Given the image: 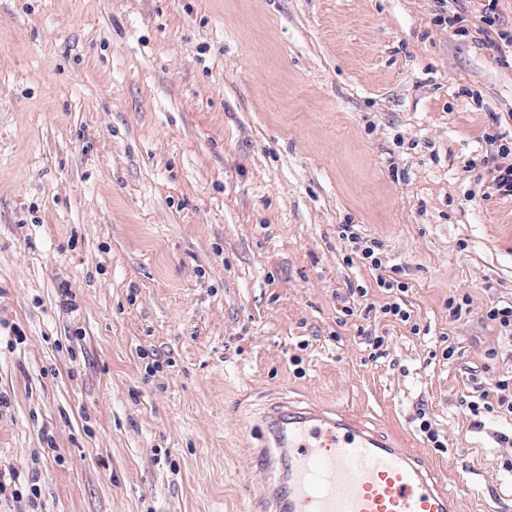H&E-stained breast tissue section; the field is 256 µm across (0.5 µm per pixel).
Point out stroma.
<instances>
[{"label": "stroma", "instance_id": "35a3bbf8", "mask_svg": "<svg viewBox=\"0 0 512 512\" xmlns=\"http://www.w3.org/2000/svg\"><path fill=\"white\" fill-rule=\"evenodd\" d=\"M486 3L0 0V467L38 491L0 512H251L275 402L468 476L467 512L512 494V414L466 405L512 378V198L481 177L512 0L489 29ZM354 224L343 225V236L349 239L355 246V255L359 256L374 270H381L385 268L382 260L381 247L382 245L375 241L362 237L359 233L355 232ZM377 284L379 288H386L388 291H392L396 296L391 303H386L380 308V313L384 317L394 318L403 323L409 322L411 319V313L403 308V300L398 296L399 292L406 293L408 291V285L404 282L398 281L395 277L381 274L377 278ZM486 317L498 328L500 335L511 346L512 342V307L491 308Z\"/></svg>", "mask_w": 512, "mask_h": 512}]
</instances>
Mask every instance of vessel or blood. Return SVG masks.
<instances>
[{"mask_svg":"<svg viewBox=\"0 0 512 512\" xmlns=\"http://www.w3.org/2000/svg\"><path fill=\"white\" fill-rule=\"evenodd\" d=\"M265 417L279 423L257 456L271 512H462L426 461L345 414L273 407Z\"/></svg>","mask_w":512,"mask_h":512,"instance_id":"1","label":"vessel or blood"}]
</instances>
